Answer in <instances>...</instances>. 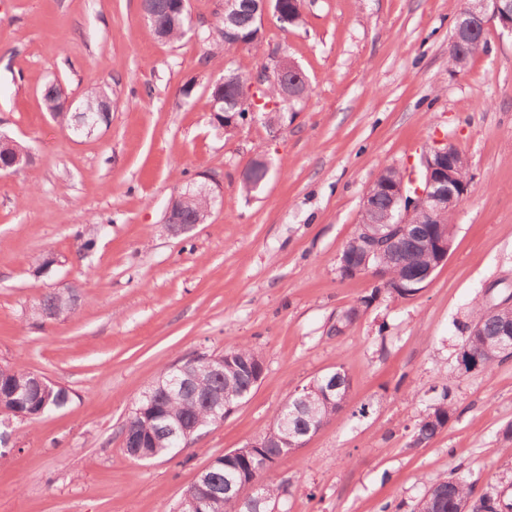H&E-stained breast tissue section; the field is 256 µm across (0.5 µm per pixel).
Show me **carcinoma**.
<instances>
[{
  "label": "carcinoma",
  "instance_id": "carcinoma-1",
  "mask_svg": "<svg viewBox=\"0 0 512 512\" xmlns=\"http://www.w3.org/2000/svg\"><path fill=\"white\" fill-rule=\"evenodd\" d=\"M146 8L152 14L148 21L154 34L162 40H174L185 33L188 21V6H179L177 0H144ZM274 15L282 27L296 26L301 21L302 0H271ZM261 25L253 19L252 12L243 9L226 16L223 29L219 30V39L215 48L208 50L212 59L219 49L227 43V32L235 34L237 40L255 46L261 43ZM486 40L477 31L469 35L461 49L449 56L452 67L464 69L470 60L484 50ZM248 86V79L239 73L229 71L224 74V93L222 103L216 111L224 113L223 125L231 126V116L243 118L246 111L235 112L230 103L235 101L238 89ZM105 92L97 87L88 89L78 108L83 112L98 114L103 111ZM258 99L262 103L251 106L264 110L270 102L283 99L282 84L277 77L268 80L265 89L260 91ZM46 109L55 117L72 122L73 113L64 111L67 97L61 86L51 84L45 89ZM27 152L26 146L14 142L0 146V169L8 170L9 157ZM392 168L387 166L376 177L375 195L371 201V219L377 228L386 227L397 214V204L386 182ZM210 202L204 197H191L183 204L180 212L181 223L203 224L208 218ZM414 225L406 239L383 251L379 257L372 258L369 268H381L391 275L392 288L389 293L399 297H408L422 289L421 275L430 268L438 266L437 254L432 247L431 230L434 225L428 223L427 216L417 212L413 216ZM80 295L77 290L68 288L44 294L39 300L36 313L53 319H64L74 310ZM499 309L491 311L476 307L473 310L474 325L477 333L469 334L458 353L457 362L464 372L474 370L492 371L502 363L495 350L500 332L512 325V303L504 299L498 303ZM231 357L225 363L224 371L213 369L214 356L197 354L191 357V364L183 374V383L173 389L165 390L159 383L170 378L172 367L161 369L150 390L151 397H142L127 418L122 433L123 443L131 458L163 457L171 454L168 448L169 437L173 432L192 429L194 433L214 425L215 415L210 400L224 397V403L232 405L243 402L241 395L251 394L255 385L251 372L242 367V363L258 364L261 355L245 343H235L224 350ZM31 372L17 366L0 367V410L12 413V417L22 421L34 422L43 414L65 407L71 400L70 392L63 386L50 383L42 389L31 386ZM348 395L346 389L336 391V397L328 399L316 392L312 393L314 404L312 413L300 412L288 418V426L280 429L269 428L263 433L266 447L258 450L260 458L248 461L232 456L217 458V464L209 472L208 503L201 512H242L233 496L224 492V484L235 480L240 474L250 473L263 461L278 462L288 440L300 433L308 423H322L336 415L343 405L339 396ZM456 412L448 391H443L440 399L432 405L430 411L417 425L413 435L414 445L428 443L443 430L451 416ZM501 498L488 494L474 497L473 483L460 477L444 478L435 482L424 494L418 512H502Z\"/></svg>",
  "mask_w": 512,
  "mask_h": 512
}]
</instances>
